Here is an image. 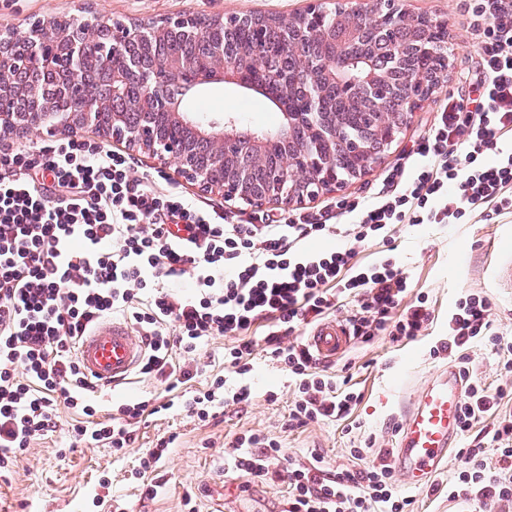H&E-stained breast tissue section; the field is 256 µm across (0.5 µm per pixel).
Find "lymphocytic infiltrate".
<instances>
[{
  "label": "lymphocytic infiltrate",
  "instance_id": "lymphocytic-infiltrate-1",
  "mask_svg": "<svg viewBox=\"0 0 512 512\" xmlns=\"http://www.w3.org/2000/svg\"><path fill=\"white\" fill-rule=\"evenodd\" d=\"M468 27L480 64L472 96L449 97L387 187L319 213L228 224L180 191L132 177L123 155L77 137L48 143L37 159L22 149L0 153V469L55 432L59 407L78 416L74 445L118 450L135 442L144 414L171 409L149 399L97 419L89 403L95 386L76 351L100 319L119 313L132 315L145 341L140 375L176 385L192 371L171 362L173 348L191 353L212 336L232 339L224 361L235 374L248 373L255 346L248 331L266 321V349L298 387L289 425L351 415L361 393L322 374L318 358L293 340L295 329L348 305L353 337L367 343L382 334L401 344L431 318L424 304L402 307L412 284L406 270L388 256L356 261L357 246L390 242L402 225L463 224L480 208L512 213V0H479ZM320 237L344 245L308 250ZM475 341L512 375V333L495 329L486 296L469 293L449 313L438 347L467 383L460 428L475 433L460 451L448 498L511 503L507 389L490 388L471 371L464 350ZM223 387L216 379L186 401V411L205 421L212 409L252 396L247 386L228 395ZM488 416L493 426H484ZM235 448L233 467L260 481L284 457L277 440L256 433L237 436ZM410 504L382 461L331 471L315 454L288 464L283 512H410Z\"/></svg>",
  "mask_w": 512,
  "mask_h": 512
}]
</instances>
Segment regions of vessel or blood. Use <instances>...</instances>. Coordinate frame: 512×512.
Instances as JSON below:
<instances>
[{
	"instance_id": "b4317fda",
	"label": "vessel or blood",
	"mask_w": 512,
	"mask_h": 512,
	"mask_svg": "<svg viewBox=\"0 0 512 512\" xmlns=\"http://www.w3.org/2000/svg\"><path fill=\"white\" fill-rule=\"evenodd\" d=\"M495 287L512 288V240L503 239L491 268ZM350 341L345 324L329 319L315 326L307 338L309 347L323 361L335 360ZM144 342L121 321H103L84 336L77 348V359L86 375L97 385L111 387L126 381L138 367ZM464 381L451 365L443 366L416 399L407 401L394 425L396 450L389 458L404 486L424 487L447 459L460 435L459 408Z\"/></svg>"
}]
</instances>
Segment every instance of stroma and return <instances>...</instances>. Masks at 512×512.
<instances>
[{"label":"stroma","mask_w":512,"mask_h":512,"mask_svg":"<svg viewBox=\"0 0 512 512\" xmlns=\"http://www.w3.org/2000/svg\"><path fill=\"white\" fill-rule=\"evenodd\" d=\"M472 0H402L406 14L426 16L448 29L446 68L432 91L405 121L390 150L371 171L351 179L338 192L327 191L305 201L314 211L348 198L377 192L387 173L402 166L414 141L430 127L436 112L449 95L467 96L470 86L464 70L475 69L478 61L474 41L467 28ZM307 0H0V28L24 31L38 18L66 17L78 20L132 23L175 17H224L231 14L292 16L303 12ZM205 105L213 118L243 117L252 128L277 125L278 112L260 95L247 93L233 84H210L188 95L187 109ZM131 173L142 177L162 174V187H174L184 195L223 214L235 224L259 215H287L292 206L283 204L232 203L217 193L199 190L177 177L173 168L151 155L133 150ZM512 236V214L486 216L474 211L468 223L438 224L421 231L397 234L394 255L406 269L413 286L406 304L425 297L432 320L420 336L407 344L393 345L388 337L377 336L369 343L352 340L350 346L329 364V375L351 376L363 398L354 417L358 429L348 430L346 422L322 421L301 428L288 425L295 384L287 371L256 348L254 369L245 376L229 375L230 384L244 382L252 387L250 403L224 406L215 420L199 421L182 405L166 414L139 423L136 442L114 451L100 444L73 448L69 445L66 421L57 431L31 442L8 473L0 477V512H282L288 497L286 473L265 483L253 481L243 472L228 467L235 437L246 430L277 439L286 456L303 461L311 453L323 456L327 467H345L350 449L368 446L367 461L390 455L393 447L391 424L397 404L387 397L394 384H401L402 399L413 396L421 384L448 365L447 355L435 354L437 342L448 332V314L463 294L480 292L492 304L495 325L512 330V292L489 284V271L501 236ZM465 252L466 263L455 260ZM228 338L213 336L191 354L173 349V362L186 364L194 372L191 381L168 390L161 378L132 376L125 384L95 393L100 415L115 414L118 407L148 398L162 401L187 392L208 389L216 373L224 368ZM174 437L162 461L150 477L163 485L155 499L144 498L137 474L142 457L158 440ZM458 465L456 450L437 470L426 488L412 491L414 512H465L464 502L448 499V477Z\"/></svg>","instance_id":"stroma-1"}]
</instances>
